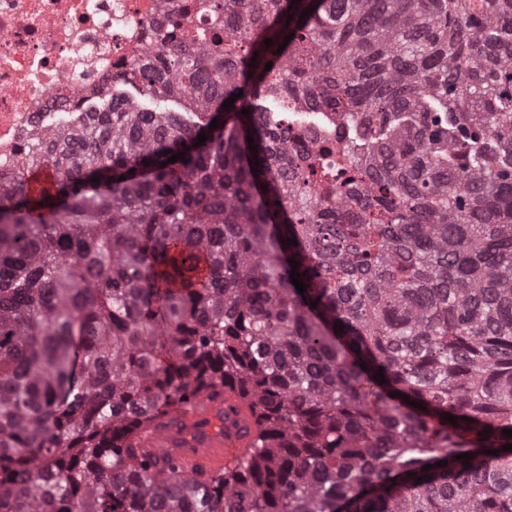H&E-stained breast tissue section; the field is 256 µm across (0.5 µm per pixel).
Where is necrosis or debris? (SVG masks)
Wrapping results in <instances>:
<instances>
[{"mask_svg": "<svg viewBox=\"0 0 512 512\" xmlns=\"http://www.w3.org/2000/svg\"><path fill=\"white\" fill-rule=\"evenodd\" d=\"M179 0H0V177L43 155L40 133L106 94L124 62L160 45Z\"/></svg>", "mask_w": 512, "mask_h": 512, "instance_id": "obj_1", "label": "necrosis or debris"}]
</instances>
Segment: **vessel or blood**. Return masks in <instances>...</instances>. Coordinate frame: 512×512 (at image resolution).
Here are the masks:
<instances>
[{
	"label": "vessel or blood",
	"instance_id": "b4317fda",
	"mask_svg": "<svg viewBox=\"0 0 512 512\" xmlns=\"http://www.w3.org/2000/svg\"><path fill=\"white\" fill-rule=\"evenodd\" d=\"M255 425L248 402L232 391L201 393L192 407L159 418L138 440L144 454L175 459L182 478L217 474L246 457Z\"/></svg>",
	"mask_w": 512,
	"mask_h": 512
}]
</instances>
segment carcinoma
<instances>
[{"label": "carcinoma", "mask_w": 512, "mask_h": 512, "mask_svg": "<svg viewBox=\"0 0 512 512\" xmlns=\"http://www.w3.org/2000/svg\"><path fill=\"white\" fill-rule=\"evenodd\" d=\"M163 24L173 53L44 135L50 186L0 177V512H512V0ZM226 386L253 449L185 492L134 438ZM306 121L313 123L306 125H297L302 130V134L307 137V142H313L314 145L321 147L327 141H339L340 139H347L352 131L354 123L351 120L342 119L336 114L335 120L331 117L324 118L325 123L319 124L320 116L306 114L302 117Z\"/></svg>", "instance_id": "cac0c4a2"}]
</instances>
